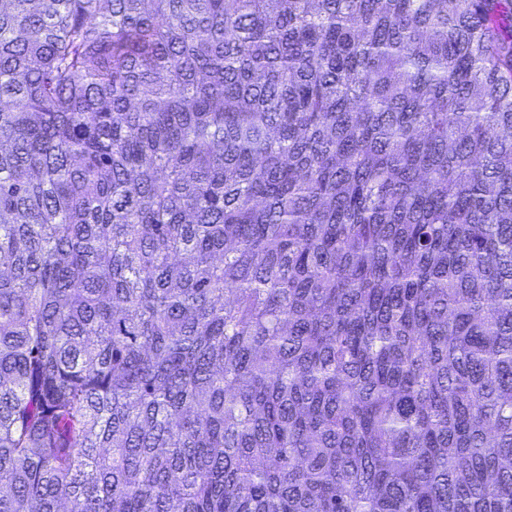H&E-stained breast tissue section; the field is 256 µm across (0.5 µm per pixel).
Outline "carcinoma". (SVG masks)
<instances>
[{
    "label": "carcinoma",
    "mask_w": 512,
    "mask_h": 512,
    "mask_svg": "<svg viewBox=\"0 0 512 512\" xmlns=\"http://www.w3.org/2000/svg\"><path fill=\"white\" fill-rule=\"evenodd\" d=\"M0 512H512V0H0Z\"/></svg>",
    "instance_id": "cac0c4a2"
}]
</instances>
